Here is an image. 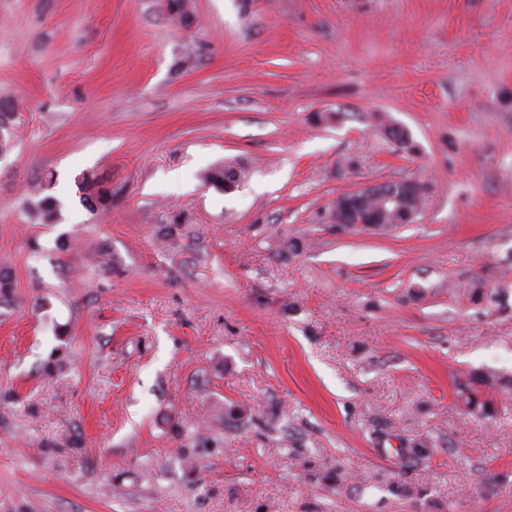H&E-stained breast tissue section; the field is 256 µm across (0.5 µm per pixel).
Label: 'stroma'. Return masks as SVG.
<instances>
[{
	"label": "stroma",
	"instance_id": "stroma-1",
	"mask_svg": "<svg viewBox=\"0 0 512 512\" xmlns=\"http://www.w3.org/2000/svg\"><path fill=\"white\" fill-rule=\"evenodd\" d=\"M193 6L0 0V512H512V0ZM243 170L236 163L226 162L223 166L209 170L205 173L204 179L208 184L221 185L224 190H233L243 180ZM80 198L89 208L112 203V188L93 176H85L78 182ZM401 187L407 193L416 196H412L403 201L400 205L399 211H396L395 208L385 210L380 218V228H396L402 224H410V220L406 219L407 216L414 215L417 217V215L421 212L423 207V194L422 192L418 194L420 192V185L413 180H405L401 183ZM386 183H379L374 185H369L366 187H362L359 189H355L346 193L343 197L340 198V204L337 205L336 210L340 211L342 214V219L338 224H355L358 228H374L372 224H377L375 217L369 213H357L348 208L342 207L344 206L343 200H346L348 205L350 201H357L362 198L365 194L375 193L377 197L381 200L382 204L391 205L393 202L397 200L394 195V187L390 184L387 188L383 186L381 189H376L380 185H385ZM460 406L468 411H477L484 417H490L497 413L491 401H481L477 390H463L458 393Z\"/></svg>",
	"mask_w": 512,
	"mask_h": 512
}]
</instances>
